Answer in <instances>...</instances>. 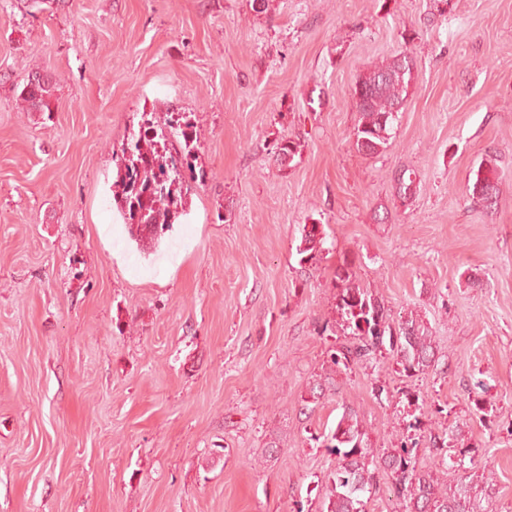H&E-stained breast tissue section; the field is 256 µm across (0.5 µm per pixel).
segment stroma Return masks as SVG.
I'll return each mask as SVG.
<instances>
[{
    "label": "stroma",
    "mask_w": 512,
    "mask_h": 512,
    "mask_svg": "<svg viewBox=\"0 0 512 512\" xmlns=\"http://www.w3.org/2000/svg\"><path fill=\"white\" fill-rule=\"evenodd\" d=\"M399 52L414 88L367 155L351 88ZM37 68L47 115L18 100ZM178 114L205 179L145 253L112 155ZM345 260L392 318L422 315L433 367L330 370ZM347 407L379 455L418 423L425 469L458 432L512 512V0H0V512H317ZM470 195L472 199L479 204H484L489 199H492L491 204L483 205L486 208L492 207L496 203L498 196V182L496 178V172L492 165H488L483 168V165H480L477 172L475 180L472 183V186L469 188ZM320 233L317 224H312L308 231L304 228L301 245L297 248L298 254L301 255L300 262H309L316 259L319 245L322 244L323 240V237L319 236Z\"/></svg>",
    "instance_id": "35a3bbf8"
}]
</instances>
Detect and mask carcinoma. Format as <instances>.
Returning <instances> with one entry per match:
<instances>
[{"mask_svg":"<svg viewBox=\"0 0 512 512\" xmlns=\"http://www.w3.org/2000/svg\"><path fill=\"white\" fill-rule=\"evenodd\" d=\"M413 68L411 58L401 52L368 66L359 75L352 88L354 94L363 93V98L355 100L359 117L353 143L357 150L377 154L387 148L393 123L412 87ZM54 91L55 81L50 75L40 69L29 71L19 95L23 110L50 111ZM167 128V132L160 131L153 121L142 120L135 142L115 157L113 201L129 235L142 245L152 244L183 212L186 185L180 169L192 168L189 159L197 133L179 118L168 119ZM300 147L295 140L281 141L276 147L277 161L290 164ZM469 191L479 204L497 200L494 167L478 168ZM321 244L318 225L303 231L297 248L300 261L316 259ZM334 281L337 324L343 335L353 337L355 342L331 354L333 365L347 368L387 350L408 377L434 366L435 342L420 315L412 313L394 322L385 304L355 282L346 260L336 267ZM326 441V448L336 455L337 466L329 478L331 486L321 512H365L363 496L377 488L378 468L369 433L358 413L344 409ZM415 447V437L407 436L394 453L383 459L395 480L394 493L402 512H493V476L475 467L476 449L460 447L458 433H448L446 447L454 453L448 454L451 463L439 472L416 468L412 456Z\"/></svg>","mask_w":512,"mask_h":512,"instance_id":"cac0c4a2","label":"carcinoma"}]
</instances>
